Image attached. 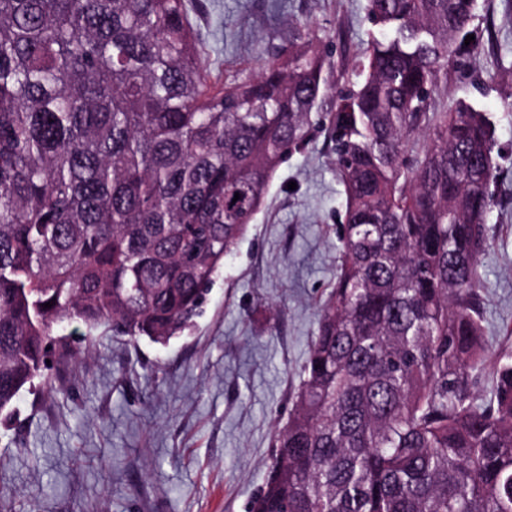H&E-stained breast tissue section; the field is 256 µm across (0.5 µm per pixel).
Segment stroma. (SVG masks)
<instances>
[{
	"label": "stroma",
	"instance_id": "1",
	"mask_svg": "<svg viewBox=\"0 0 512 512\" xmlns=\"http://www.w3.org/2000/svg\"><path fill=\"white\" fill-rule=\"evenodd\" d=\"M201 64L221 88L258 76L309 24L332 91L367 47V0H189ZM483 49L448 69L431 109L465 100L496 126L490 245L481 256L485 343L512 339V0H477ZM344 210L327 134L277 171L264 204L210 287L202 314L167 345L132 343L71 321L54 330L50 394L0 415V512H247L263 486L340 265Z\"/></svg>",
	"mask_w": 512,
	"mask_h": 512
}]
</instances>
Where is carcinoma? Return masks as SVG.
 I'll return each mask as SVG.
<instances>
[{"mask_svg": "<svg viewBox=\"0 0 512 512\" xmlns=\"http://www.w3.org/2000/svg\"><path fill=\"white\" fill-rule=\"evenodd\" d=\"M476 4L368 0L367 50L324 112L306 24L213 91L186 0H0V414L53 390L65 320L159 345L191 327L319 114L342 260L249 512H512L511 349L491 397L473 391L495 125L429 111L480 52Z\"/></svg>", "mask_w": 512, "mask_h": 512, "instance_id": "obj_1", "label": "carcinoma"}]
</instances>
